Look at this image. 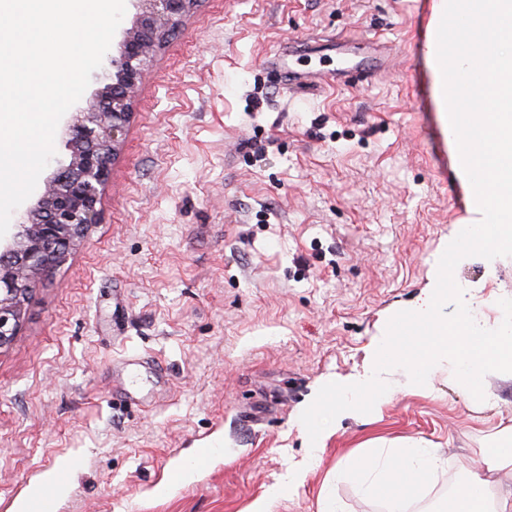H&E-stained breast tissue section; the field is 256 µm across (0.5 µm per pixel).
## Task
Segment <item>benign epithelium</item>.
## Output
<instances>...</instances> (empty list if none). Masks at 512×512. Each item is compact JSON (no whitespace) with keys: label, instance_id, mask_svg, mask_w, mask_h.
Returning a JSON list of instances; mask_svg holds the SVG:
<instances>
[{"label":"benign epithelium","instance_id":"benign-epithelium-1","mask_svg":"<svg viewBox=\"0 0 512 512\" xmlns=\"http://www.w3.org/2000/svg\"><path fill=\"white\" fill-rule=\"evenodd\" d=\"M134 2L133 25L117 53L107 57L103 80L86 107L64 123L67 161L57 166L10 235L0 239V348L15 336L28 293L97 222L111 157L125 135L131 94L153 51L195 0Z\"/></svg>","mask_w":512,"mask_h":512}]
</instances>
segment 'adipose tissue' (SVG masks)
Here are the masks:
<instances>
[{"label":"adipose tissue","mask_w":512,"mask_h":512,"mask_svg":"<svg viewBox=\"0 0 512 512\" xmlns=\"http://www.w3.org/2000/svg\"><path fill=\"white\" fill-rule=\"evenodd\" d=\"M440 462V449L406 440L355 458L350 475L366 494L382 496L386 512H407L422 481ZM503 471L512 472V428L494 434L492 445L481 449L452 512H512V484L504 487L491 480L492 474Z\"/></svg>","instance_id":"adipose-tissue-1"}]
</instances>
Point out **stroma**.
I'll return each instance as SVG.
<instances>
[{
	"label": "stroma",
	"mask_w": 512,
	"mask_h": 512,
	"mask_svg": "<svg viewBox=\"0 0 512 512\" xmlns=\"http://www.w3.org/2000/svg\"><path fill=\"white\" fill-rule=\"evenodd\" d=\"M437 0H196L156 49L99 217L29 292L0 348V512H384L337 479L372 441L444 464L410 512L474 464L512 381L485 401L450 363L423 395L384 373L381 410L341 413L312 452L300 416L361 381L388 320L474 223L435 96ZM302 56L275 61L283 45ZM308 84L288 88L286 68ZM474 319L498 327L512 256L462 259Z\"/></svg>",
	"instance_id": "obj_1"
}]
</instances>
